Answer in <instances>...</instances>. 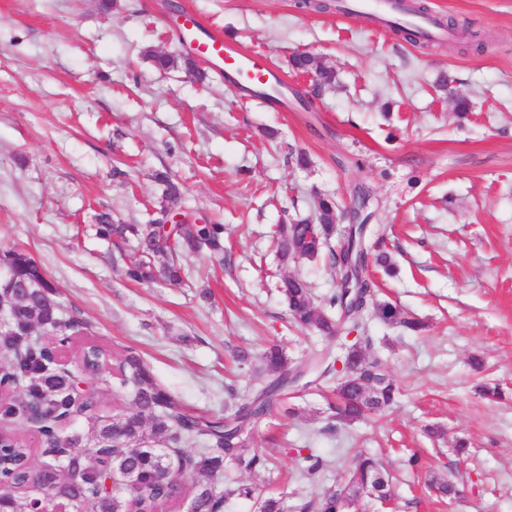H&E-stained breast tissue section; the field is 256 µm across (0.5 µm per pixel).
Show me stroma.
Segmentation results:
<instances>
[{
	"label": "stroma",
	"mask_w": 512,
	"mask_h": 512,
	"mask_svg": "<svg viewBox=\"0 0 512 512\" xmlns=\"http://www.w3.org/2000/svg\"><path fill=\"white\" fill-rule=\"evenodd\" d=\"M427 4L485 49L459 50L450 34L413 45L386 21L300 0H112L106 11L100 0H0V271L8 251H26L84 322L58 355L65 368L77 370L88 344L106 351L88 380L102 414L128 402L114 377L127 349L189 410L221 418L263 383L272 344L298 363L333 347L292 321L277 285L299 275L319 304L337 289L335 269L325 258L281 267L272 231L324 194L345 228L362 202L396 267L371 268L376 298L427 325L414 333L364 318L365 352L385 360L400 395L342 423L330 383L314 382L255 428L266 468L229 464L224 481L314 505L367 453L383 462L393 506L365 497L359 512H512V0ZM188 8L288 78L287 110L215 68L198 83L146 57L183 52L174 13ZM302 52L335 71L333 87L314 93L313 77L290 64ZM458 91L468 112L455 108ZM159 172L180 186L182 221L224 227L223 255L184 254L179 286L128 281L136 241L98 233L104 214L158 218ZM241 349L251 353L243 365L233 361ZM485 382L501 398H483ZM311 453L325 462L315 477ZM413 454L420 468L408 466ZM435 479L456 498L436 496Z\"/></svg>",
	"instance_id": "obj_1"
}]
</instances>
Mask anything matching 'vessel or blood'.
<instances>
[{"label":"vessel or blood","instance_id":"1","mask_svg":"<svg viewBox=\"0 0 512 512\" xmlns=\"http://www.w3.org/2000/svg\"><path fill=\"white\" fill-rule=\"evenodd\" d=\"M180 35L198 55L214 64L237 84L253 91H262L276 83L277 74L254 59L250 52L234 45L217 33L202 34L201 23L193 15H186Z\"/></svg>","mask_w":512,"mask_h":512}]
</instances>
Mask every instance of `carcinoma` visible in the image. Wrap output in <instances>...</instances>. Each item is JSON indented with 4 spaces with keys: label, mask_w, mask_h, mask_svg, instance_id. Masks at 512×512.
<instances>
[{
    "label": "carcinoma",
    "mask_w": 512,
    "mask_h": 512,
    "mask_svg": "<svg viewBox=\"0 0 512 512\" xmlns=\"http://www.w3.org/2000/svg\"><path fill=\"white\" fill-rule=\"evenodd\" d=\"M158 180L165 186L161 218L137 225L113 224L108 217H101L102 233L120 238L131 235L138 240L141 255L125 269V276L137 283L181 281V268L174 259L179 249L224 251L222 224L186 226L179 221L165 227L164 221L176 209L181 191L162 173ZM336 218V202L327 196L318 200L314 217L276 225L273 238L281 263L286 266L299 260L313 261L327 253L336 274L343 276L340 255L352 250L354 238L351 233L345 235L339 252H333L330 240L338 231ZM370 263L389 271L393 261L385 250L361 252L358 271L363 276L362 294L373 316L386 325L422 330L423 324L408 318L397 305L373 300L372 282L366 277ZM4 281L15 287L0 288V305L9 313V323L0 335V351L12 354L13 362L0 373V383L23 390L29 401L40 404V433L44 437L40 454L47 458L41 466H34V450L19 432L8 429L0 439V471L4 475L12 476L17 484L46 485L57 501L82 504L88 512H174L178 501L171 498L172 481L190 486L199 512H224L225 499L234 495L256 498L257 512H286L282 499L258 497L251 485L222 488L225 462L250 472L265 466L264 454L250 447V441L243 439L238 429L245 420L252 427L264 420L288 390L289 359L281 347L273 345L264 353L268 382L224 418L184 411L178 400L155 381L143 359L128 350L119 355L117 368L121 384L131 387L129 407L110 417L98 413L96 404L88 402L80 413L86 415L92 436L80 432L61 436L58 426L73 410L75 380L57 367L53 350L40 344L38 336L51 332L64 344L71 339L77 320L63 314L46 274L25 253H10ZM279 290L296 323L336 340L342 350L337 357L329 350L313 358L321 367L319 377L336 380V402L331 405L336 418L351 422L389 407L398 388L388 377L383 360L367 357L357 341H347V334L359 328L361 314L345 312L343 290L337 289L320 308L314 305L307 283L297 276L282 277ZM102 356L99 347L86 348L84 369L97 374ZM338 359L352 369L354 378L336 370ZM26 409L27 405L6 397L0 401V418L18 421ZM185 440L197 441L201 448L190 454L181 447ZM381 473L382 466L375 457L357 458L342 483L323 491L318 512H342V491ZM37 507L38 502L22 491H0V512H34Z\"/></svg>",
    "instance_id": "carcinoma-1"
}]
</instances>
